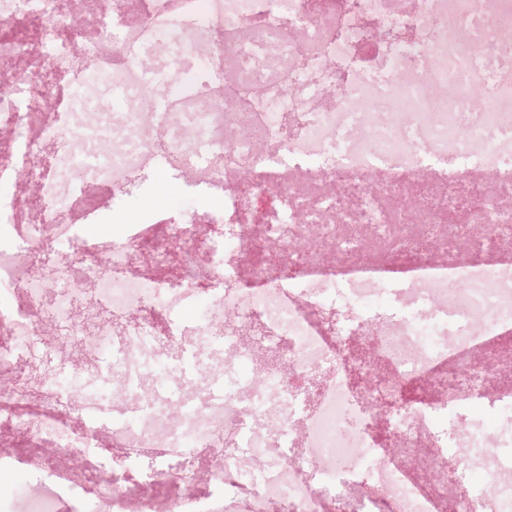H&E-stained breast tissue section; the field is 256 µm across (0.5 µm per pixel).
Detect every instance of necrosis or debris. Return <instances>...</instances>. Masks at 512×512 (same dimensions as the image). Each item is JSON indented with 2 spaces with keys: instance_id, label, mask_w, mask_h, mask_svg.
<instances>
[{
  "instance_id": "necrosis-or-debris-1",
  "label": "necrosis or debris",
  "mask_w": 512,
  "mask_h": 512,
  "mask_svg": "<svg viewBox=\"0 0 512 512\" xmlns=\"http://www.w3.org/2000/svg\"><path fill=\"white\" fill-rule=\"evenodd\" d=\"M22 17L43 21V60L55 77H68L67 109L82 119L64 130L48 121L35 128L29 119L40 103L27 86L15 81L0 93V127L15 143L13 160L0 167V324L12 336L10 347H0L1 366L22 370L47 344L30 309L42 300L44 281L30 274L29 256L70 249L80 239L62 184L50 173L38 182L40 223L23 230L16 224L18 175L43 142L62 134L72 145L67 169L85 183H111L113 217L124 218L136 171L151 166L180 175L188 199L207 200L204 216L169 221L186 262L200 253L222 262L225 252L255 253L270 244L287 253L295 235L315 237L343 259L316 270L287 253L278 275L256 282L240 281L234 266L225 265L223 278L205 289L216 306L263 325L271 355L264 380L255 389L228 382L220 401L180 399L174 423L165 399L142 393V378L161 389L173 379L191 382L232 336L217 333L205 313L191 328L168 317L165 333H158L154 313L163 296L187 298L203 288L185 275L176 282L129 277L137 238L113 243L105 258L84 265L113 313L136 312V321L119 341L108 325L99 326L93 340L107 364L92 377L77 369L49 372L35 388L21 379L0 407L7 423L22 427L16 410L37 389L48 400L91 410L99 423L110 420L103 404L113 381H122L137 421L111 420L113 440L126 453L112 471L107 499L85 502L83 512L106 505L126 512L130 480L159 482L173 471L183 483L201 481L205 488L173 498L167 512H224L238 494L248 496L249 512H322L330 499L337 512H431L429 498L390 467L365 431L382 416L406 434L441 423L467 427L475 401L488 403L498 419V466L512 471V396L492 395L471 365L485 336L512 325V265L485 258L512 239V0H146L134 20L105 11L74 80L66 0H0V25L9 29L0 36L1 59L28 40L14 26ZM160 44L169 48L167 62L149 64ZM478 93L485 97L480 107ZM242 167L273 187L277 199L256 225L245 219L253 189L233 178ZM484 172L494 174V192L480 182ZM323 175L336 191L315 188ZM380 188L400 197L401 206H382ZM205 222L223 225V235L202 237ZM51 224L63 232L48 234ZM477 225L483 231L475 237ZM358 226L370 228L388 252H416L429 242L437 258L394 274L363 261L362 240L353 234ZM464 237L471 259L461 263ZM50 275L57 326L67 338H83L72 315L69 273ZM18 283L22 305L14 299ZM327 307L351 311L329 337L311 316ZM371 326L381 328L380 344L394 356L398 377L353 375L344 343ZM162 337L175 345L176 357H154ZM283 353L296 368L332 373L309 419L313 450L297 458L291 431L306 394L281 369ZM447 361L471 379L467 391L405 399L403 382L435 378ZM260 417L276 423L275 448L253 436ZM42 437L52 447L93 455L98 466L109 462L91 433L55 418L43 419ZM201 449L211 458L203 481L192 466ZM287 458L290 476L278 469ZM303 470L314 471V481L299 479ZM369 483L383 495H356ZM448 512H512V484L489 495L459 482Z\"/></svg>"
}]
</instances>
